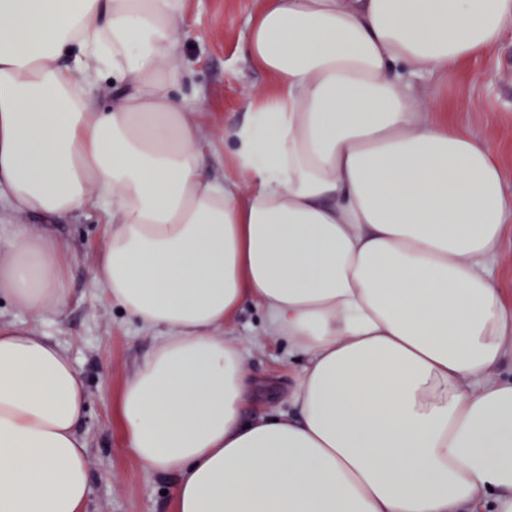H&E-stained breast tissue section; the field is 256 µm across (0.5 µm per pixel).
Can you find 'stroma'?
<instances>
[{
  "mask_svg": "<svg viewBox=\"0 0 512 512\" xmlns=\"http://www.w3.org/2000/svg\"><path fill=\"white\" fill-rule=\"evenodd\" d=\"M258 6L259 0H186L182 76L172 93L195 106V120L215 138L208 167L218 181L224 178V145L219 138L225 125L246 119L243 91L267 84L266 75L241 51ZM420 91L469 133L498 143V159L512 190V30L496 49L461 63L446 78L422 82ZM461 98L474 102V109L458 110ZM51 229L72 254L69 303L63 317H47L40 330L69 350L85 382L86 412L78 431L88 443L86 512H173L169 492L175 474L145 470L126 446L118 411L121 388L152 348L155 334L112 305L92 277L107 239L106 220L100 210L87 208L52 221ZM261 323L260 310L253 307L231 327L233 334L246 335L251 350L246 370L264 392L263 404L245 411L248 419L272 409L287 410L293 380L287 347L260 337Z\"/></svg>",
  "mask_w": 512,
  "mask_h": 512,
  "instance_id": "1",
  "label": "stroma"
}]
</instances>
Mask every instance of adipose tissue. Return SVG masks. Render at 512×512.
<instances>
[{"label": "adipose tissue", "instance_id": "adipose-tissue-1", "mask_svg": "<svg viewBox=\"0 0 512 512\" xmlns=\"http://www.w3.org/2000/svg\"><path fill=\"white\" fill-rule=\"evenodd\" d=\"M185 0H0V204L100 208L106 297L159 333L126 378L127 446L175 512H512V303L494 274L512 193L492 141L415 86L494 48L512 0H263L270 78L229 125L231 169L177 99ZM111 78L115 107L91 88ZM45 230L0 233V512H84L85 385L39 331L68 298ZM302 361L258 402L231 334Z\"/></svg>", "mask_w": 512, "mask_h": 512}]
</instances>
